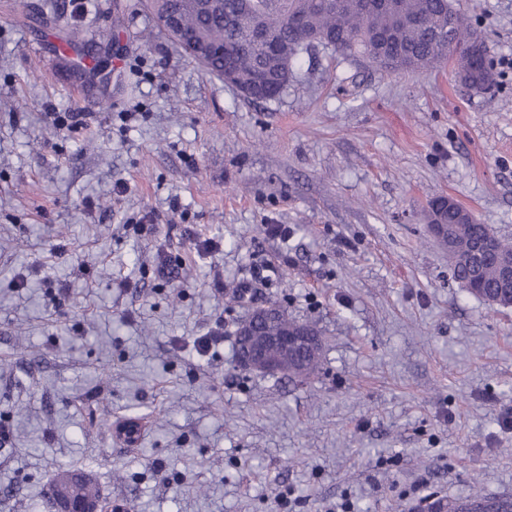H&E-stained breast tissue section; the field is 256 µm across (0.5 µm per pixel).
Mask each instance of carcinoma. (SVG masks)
I'll list each match as a JSON object with an SVG mask.
<instances>
[{
  "label": "carcinoma",
  "mask_w": 512,
  "mask_h": 512,
  "mask_svg": "<svg viewBox=\"0 0 512 512\" xmlns=\"http://www.w3.org/2000/svg\"><path fill=\"white\" fill-rule=\"evenodd\" d=\"M336 10L324 8V0H218L211 5L198 0H146L156 19L168 14L178 16L176 27L158 26L185 57L196 62L209 74L224 78V49L232 53L235 84L242 95L254 101L275 100L294 78V68L306 51L305 39L311 35L334 36L330 50L341 55L360 54L376 67L388 72L416 71L432 68L454 56L457 76L475 89H487L492 74L483 70L474 54L463 49L468 33L464 14L453 0H392L390 6L363 13L358 0H342ZM304 17L303 29L288 23V14ZM455 12V40L436 37L434 30ZM264 27L276 41V54L268 56L250 36L251 25ZM108 40L112 31L98 28L92 37L79 27L69 28L65 44L76 50L89 39ZM207 45L212 52L197 56L194 46ZM438 218L458 228L457 248L473 241L495 237L489 224L475 219L463 223L461 207L440 211ZM453 278L462 285L476 275L463 255H450ZM464 512H512V497L476 495L461 501Z\"/></svg>",
  "instance_id": "obj_1"
}]
</instances>
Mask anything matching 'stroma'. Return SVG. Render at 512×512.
Returning a JSON list of instances; mask_svg holds the SVG:
<instances>
[{
  "mask_svg": "<svg viewBox=\"0 0 512 512\" xmlns=\"http://www.w3.org/2000/svg\"><path fill=\"white\" fill-rule=\"evenodd\" d=\"M58 2L60 21L0 0V512H47L63 469L137 512L512 496V308L468 294L425 221L445 196L512 239V0H458L491 91L452 60L387 73L315 46L267 102L137 0ZM66 22L114 31L80 80L36 53ZM266 302L321 332L316 375L236 367V324ZM130 416L135 448L103 423Z\"/></svg>",
  "mask_w": 512,
  "mask_h": 512,
  "instance_id": "stroma-1",
  "label": "stroma"
}]
</instances>
